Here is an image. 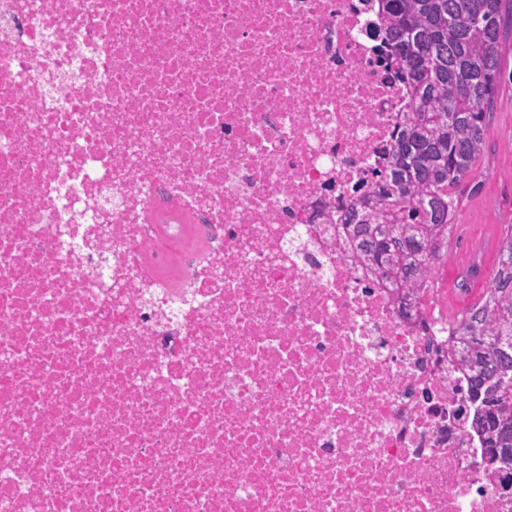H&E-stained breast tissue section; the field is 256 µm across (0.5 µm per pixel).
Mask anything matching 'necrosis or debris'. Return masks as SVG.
I'll return each mask as SVG.
<instances>
[{
    "label": "necrosis or debris",
    "instance_id": "1",
    "mask_svg": "<svg viewBox=\"0 0 512 512\" xmlns=\"http://www.w3.org/2000/svg\"><path fill=\"white\" fill-rule=\"evenodd\" d=\"M380 27L0 0V512H512L439 289L344 226L410 109Z\"/></svg>",
    "mask_w": 512,
    "mask_h": 512
}]
</instances>
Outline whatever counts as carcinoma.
Masks as SVG:
<instances>
[{
    "label": "carcinoma",
    "instance_id": "obj_1",
    "mask_svg": "<svg viewBox=\"0 0 512 512\" xmlns=\"http://www.w3.org/2000/svg\"><path fill=\"white\" fill-rule=\"evenodd\" d=\"M391 63L411 111L397 127L389 163L344 224L374 272L404 289L430 280L448 244L459 199L485 148L502 76L500 52L512 0H378ZM454 346L476 403L477 432L512 473V225L498 244L485 298L454 320Z\"/></svg>",
    "mask_w": 512,
    "mask_h": 512
}]
</instances>
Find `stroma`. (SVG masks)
<instances>
[{
	"label": "stroma",
	"instance_id": "obj_1",
	"mask_svg": "<svg viewBox=\"0 0 512 512\" xmlns=\"http://www.w3.org/2000/svg\"><path fill=\"white\" fill-rule=\"evenodd\" d=\"M502 54L504 74L474 177L478 188L464 193L449 236V249L435 264L433 279L441 288L450 287L457 279L455 259L460 238L482 237L489 225L501 235L512 224V38L503 44Z\"/></svg>",
	"mask_w": 512,
	"mask_h": 512
}]
</instances>
